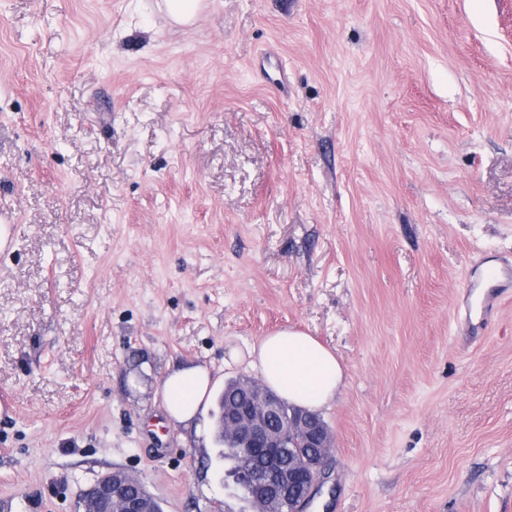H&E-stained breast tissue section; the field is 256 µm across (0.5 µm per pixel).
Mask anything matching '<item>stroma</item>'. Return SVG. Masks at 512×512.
Returning <instances> with one entry per match:
<instances>
[{"mask_svg": "<svg viewBox=\"0 0 512 512\" xmlns=\"http://www.w3.org/2000/svg\"><path fill=\"white\" fill-rule=\"evenodd\" d=\"M159 2L0 0V512H255L162 382L285 328L344 368L305 512H512V288L462 287L512 264V0ZM200 0H163L160 8L176 24L192 23L202 9ZM149 497L139 480L121 468H113L80 494L76 509L91 500L95 512H149Z\"/></svg>", "mask_w": 512, "mask_h": 512, "instance_id": "obj_1", "label": "stroma"}]
</instances>
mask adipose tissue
<instances>
[{
    "mask_svg": "<svg viewBox=\"0 0 512 512\" xmlns=\"http://www.w3.org/2000/svg\"><path fill=\"white\" fill-rule=\"evenodd\" d=\"M232 357L248 362L265 386L289 404L318 410L329 406L344 383L338 357L321 342L296 329H284L263 337ZM211 373L200 365L168 370L163 381L166 411L174 423L194 425L196 436L206 430L199 416L211 392Z\"/></svg>",
    "mask_w": 512,
    "mask_h": 512,
    "instance_id": "adipose-tissue-1",
    "label": "adipose tissue"
}]
</instances>
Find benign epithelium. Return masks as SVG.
<instances>
[{"instance_id":"obj_1","label":"benign epithelium","mask_w":512,"mask_h":512,"mask_svg":"<svg viewBox=\"0 0 512 512\" xmlns=\"http://www.w3.org/2000/svg\"><path fill=\"white\" fill-rule=\"evenodd\" d=\"M250 403L245 408L224 410V431L242 451L239 471L261 512H279L286 504L300 512L318 494L328 479L326 462L331 436L304 408L285 415V403L257 381L241 384ZM305 440L319 452L303 474L296 472L286 456L288 434ZM150 494L143 484L121 468L100 475L78 498L90 500L95 512H149Z\"/></svg>"}]
</instances>
